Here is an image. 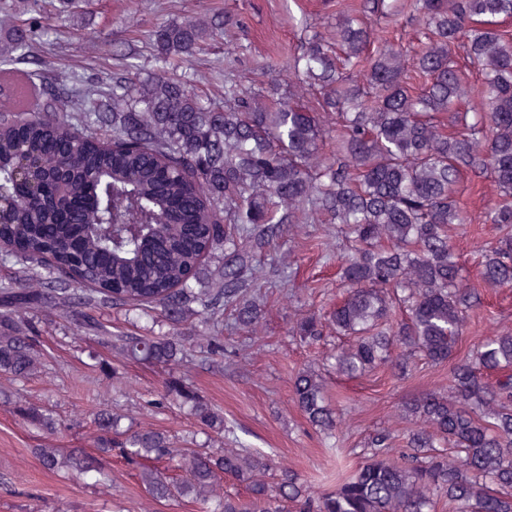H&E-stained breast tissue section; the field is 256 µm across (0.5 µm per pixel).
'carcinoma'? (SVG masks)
<instances>
[{
  "instance_id": "carcinoma-1",
  "label": "carcinoma",
  "mask_w": 512,
  "mask_h": 512,
  "mask_svg": "<svg viewBox=\"0 0 512 512\" xmlns=\"http://www.w3.org/2000/svg\"><path fill=\"white\" fill-rule=\"evenodd\" d=\"M0 10V63L26 61L29 0ZM336 28H304L299 50L271 51L260 65L266 86L227 70L224 105L214 106L174 74L235 21L204 15L152 32L161 62L140 79L124 54L112 89L59 83L38 111H0V193L24 199L0 209V373L28 379L43 363L31 322L45 313L71 335L125 360L174 370L196 347L224 360V329L260 339L268 316L261 281L300 272L278 252L292 224H337L348 254L342 295L323 311L297 309L290 333L310 345L333 332L331 355L344 380L387 367L404 382L424 359L450 369L448 395L406 401L403 429L382 427L362 445L364 461L315 492L295 470L257 450L180 448L165 431L121 427L100 409L94 452L33 449L50 471L95 472L123 459L155 500L188 498L207 512H512V329L459 343L484 295L455 255L451 230L467 221L464 177L499 192L487 222L512 227V0H336ZM403 16L407 35L376 21ZM481 77V108L462 112L471 88L457 51ZM464 119L460 131L448 122ZM332 154L323 152L326 143ZM68 202L52 238L42 224ZM488 289L512 288V236L479 249ZM116 310L151 321L114 332ZM162 321L168 333L157 336ZM308 422L331 436L342 426L322 369L292 380ZM165 397L187 404L205 432L224 417L183 380ZM41 430L51 411L21 409ZM244 494L224 490V480Z\"/></svg>"
}]
</instances>
